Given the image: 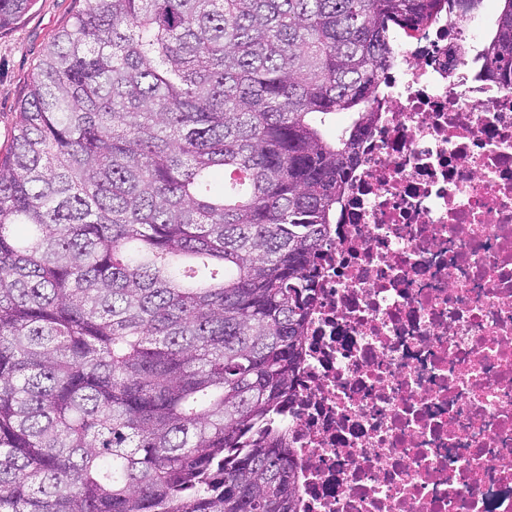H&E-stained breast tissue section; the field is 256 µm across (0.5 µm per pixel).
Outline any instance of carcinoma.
Returning a JSON list of instances; mask_svg holds the SVG:
<instances>
[{
  "label": "carcinoma",
  "instance_id": "carcinoma-1",
  "mask_svg": "<svg viewBox=\"0 0 512 512\" xmlns=\"http://www.w3.org/2000/svg\"><path fill=\"white\" fill-rule=\"evenodd\" d=\"M441 7L85 0L55 33L0 157V512H298L280 417L327 226L392 33Z\"/></svg>",
  "mask_w": 512,
  "mask_h": 512
}]
</instances>
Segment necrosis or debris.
<instances>
[{
  "label": "necrosis or debris",
  "instance_id": "1",
  "mask_svg": "<svg viewBox=\"0 0 512 512\" xmlns=\"http://www.w3.org/2000/svg\"><path fill=\"white\" fill-rule=\"evenodd\" d=\"M485 0L394 41L281 425L300 512H512V87Z\"/></svg>",
  "mask_w": 512,
  "mask_h": 512
}]
</instances>
